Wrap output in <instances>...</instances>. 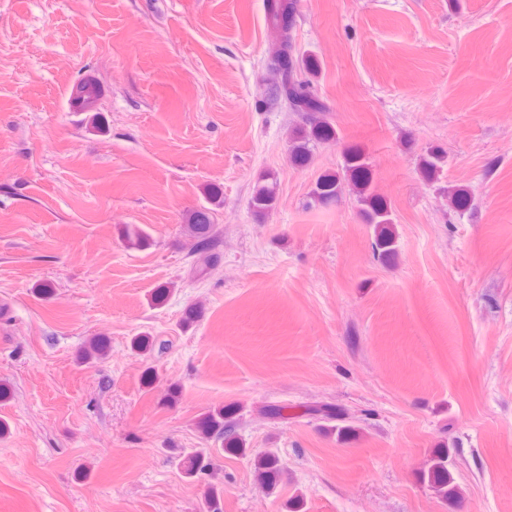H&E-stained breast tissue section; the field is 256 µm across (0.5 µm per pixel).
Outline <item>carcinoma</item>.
<instances>
[{
	"label": "carcinoma",
	"mask_w": 512,
	"mask_h": 512,
	"mask_svg": "<svg viewBox=\"0 0 512 512\" xmlns=\"http://www.w3.org/2000/svg\"><path fill=\"white\" fill-rule=\"evenodd\" d=\"M296 11L297 0H266L267 18L282 32L281 41L272 47L268 55L269 68L278 78L277 96L289 111L306 114V124L291 133L290 161L296 167H305L312 159L311 145L335 140L338 133L325 118L327 106L324 101L311 90L308 80L298 77L301 70L313 74L318 72L319 64L311 56L301 58L294 54L291 29ZM99 96L98 85L87 80L72 90L71 100L80 110L89 112ZM447 164V153L438 147H430L420 156L419 170L427 180L436 181ZM347 190L355 195L363 223L372 230L371 246L375 257L383 264L395 263L400 251L390 203L374 190L368 157L354 145L345 148L343 162L338 170L318 177L310 199L316 205L330 206ZM277 199L276 180L263 176L254 185L249 205L255 213L263 214L276 206ZM473 201L469 189L463 186L448 187V205L454 211L469 210ZM185 232L194 241L195 254L200 256L204 264H209L207 252L214 247L216 234L211 210L203 207L192 211L187 218ZM235 412L233 406L212 410L201 419L199 428L204 435L223 439L224 447L245 456L247 448L235 434L231 421ZM326 418L338 421V424L329 427L330 431L336 433L337 439L347 440L355 434V428L341 424V414L328 412ZM183 464L188 478H195L207 469L205 455L201 450L186 455ZM254 466L262 484L273 486V478L280 471L279 457L272 452L260 454L255 458ZM419 478L445 501L455 502L460 498L447 451L434 453L420 471Z\"/></svg>",
	"instance_id": "cac0c4a2"
}]
</instances>
